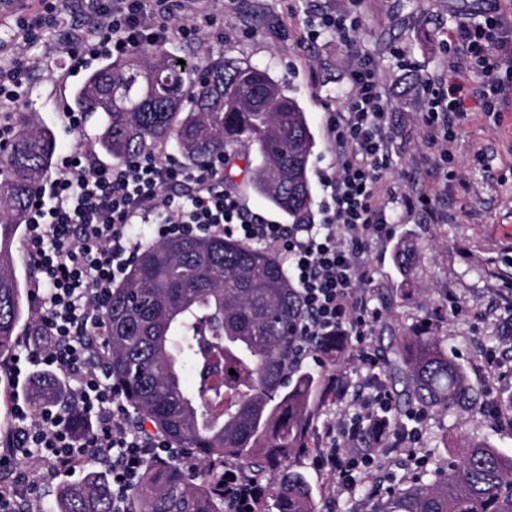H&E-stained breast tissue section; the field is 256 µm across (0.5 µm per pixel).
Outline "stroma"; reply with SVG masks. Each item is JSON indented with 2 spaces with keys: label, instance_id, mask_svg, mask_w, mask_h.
<instances>
[{
  "label": "stroma",
  "instance_id": "stroma-1",
  "mask_svg": "<svg viewBox=\"0 0 512 512\" xmlns=\"http://www.w3.org/2000/svg\"><path fill=\"white\" fill-rule=\"evenodd\" d=\"M481 6L482 0H361L362 26L356 41L382 61L380 82L392 113L387 179L396 191L392 207L398 212L391 235L369 252L376 270L372 305L381 312L373 346L378 357H389L401 337L435 333L483 402L467 412L423 409L407 400L402 384L381 376V384L391 386L396 395L393 417L419 430L416 456L392 453L393 427L378 430L382 445L376 454L385 459V466L371 481L360 483L355 498L333 500L326 493L330 475L313 464L311 455L296 454L290 465L306 475L319 512H371L381 495L418 478L433 479L461 461L474 442L512 456V338L501 334L502 323L512 319V109L495 119L470 101L456 127L454 173L444 185L425 181L426 171L440 160L425 152L420 123L422 84L441 71L449 31L474 18ZM235 17L247 22L253 35L238 34L221 43L174 38L168 46L202 66L222 55L269 67L282 78L302 101L317 136L309 177L316 199H323L321 176L333 163L325 113L331 107L346 108L342 89L351 52L338 39L301 44L306 23L302 0H235ZM73 23L84 30L93 26L83 0H69L65 22L47 31L36 46L14 47L39 59L29 73L28 94L14 109L30 113L52 130L60 156L94 144L98 123L89 116L81 130L74 131L64 118L71 91L83 77L82 71L71 69L65 53V36ZM397 48L411 60V67L398 65L393 55ZM425 187L435 195L440 221L408 210L409 199ZM403 242L419 254L405 273L393 263L394 249ZM417 413L423 416L418 423L413 420ZM28 467L36 484L25 501L28 512H58L59 490L83 483L91 473L87 467L67 471L49 459L21 457L12 469ZM12 469L0 470V484L10 482Z\"/></svg>",
  "mask_w": 512,
  "mask_h": 512
}]
</instances>
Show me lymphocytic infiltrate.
<instances>
[{"instance_id": "f902f5d3", "label": "lymphocytic infiltrate", "mask_w": 512, "mask_h": 512, "mask_svg": "<svg viewBox=\"0 0 512 512\" xmlns=\"http://www.w3.org/2000/svg\"><path fill=\"white\" fill-rule=\"evenodd\" d=\"M35 8L11 39L32 43L54 27L61 0H33ZM220 0H87L96 27L68 47L72 65L100 53L208 34L225 35ZM360 0H336L314 10L307 40L339 38L352 48L347 74L348 107L328 112L326 132L334 153L324 185L328 198L320 224H280L252 212L224 179L223 167H184L162 161L147 150L118 165H106L90 152L63 157L49 189H38L26 220L25 254L37 276L31 299L38 318L18 340L14 359L0 366L11 382L42 373L66 379L75 413L58 404L39 409L15 404L19 422L0 453V467L17 457H50L62 469L104 467L112 476L114 512H129L131 491L148 460L175 458L195 469L193 456L173 447L146 421L128 409L121 390L110 384L103 364L89 366L86 332L104 335L102 312L117 282L123 281L148 241L192 233L228 235L263 245L280 255L300 290L306 316L299 325L297 362L312 358L321 339L349 336L357 358L375 383L371 403L362 414L328 421L314 443L316 465L332 477L330 497L353 496L356 478L371 475L372 454L357 452L369 436V422L391 411L389 392L378 386L379 360L371 336L380 319L371 305L375 272L366 253L374 241L390 235L386 180L392 114L380 87L376 55L358 48ZM475 23L451 30L444 51L448 80L423 82L421 116L427 150L452 160L457 120L467 112L463 78L481 69L486 79L478 91L483 111L501 112L512 102V83L498 75L512 57V24L490 6ZM0 38V141L14 130V104L27 90L33 58L8 52ZM255 486L233 466L224 468V512H251Z\"/></svg>"}]
</instances>
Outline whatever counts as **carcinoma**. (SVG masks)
Wrapping results in <instances>:
<instances>
[{"label":"carcinoma","mask_w":512,"mask_h":512,"mask_svg":"<svg viewBox=\"0 0 512 512\" xmlns=\"http://www.w3.org/2000/svg\"><path fill=\"white\" fill-rule=\"evenodd\" d=\"M72 106L101 114L97 141L119 162L173 147L192 166L236 148L254 154L252 189L290 224L315 223L308 170L317 146L301 103L269 70L219 57L203 69L180 65L161 43L104 59L75 87ZM10 150L0 155V239L15 238L33 189L53 162L52 131L21 112ZM0 244V350L23 322V282ZM417 252L397 245L408 271ZM302 300L283 261L226 236L180 237L144 248L112 289L103 314L112 382L127 404L175 447L190 448L197 473L152 461L132 491L133 512H224V461L255 482L254 512H315L304 475L268 473L300 448L318 381L291 364ZM197 370L196 392L183 367ZM408 397L426 408L465 412L479 393L435 336L405 338L395 352ZM235 374H229V370ZM58 401L52 379L37 388ZM60 512H114L100 476L60 491ZM374 512H512V458L483 444L431 481L389 493Z\"/></svg>","instance_id":"carcinoma-1"}]
</instances>
